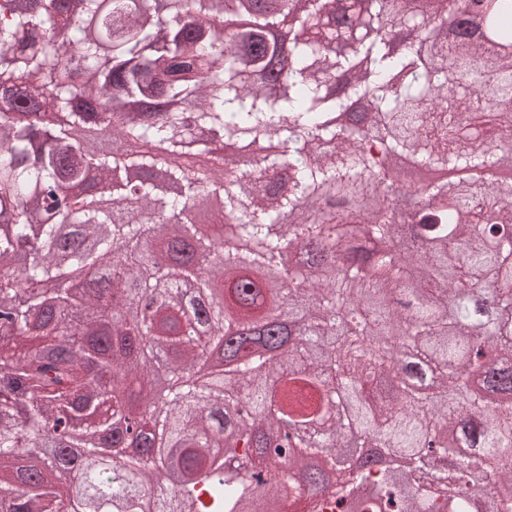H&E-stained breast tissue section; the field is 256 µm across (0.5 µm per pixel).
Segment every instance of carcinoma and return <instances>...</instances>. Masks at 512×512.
Instances as JSON below:
<instances>
[{
	"label": "carcinoma",
	"instance_id": "cac0c4a2",
	"mask_svg": "<svg viewBox=\"0 0 512 512\" xmlns=\"http://www.w3.org/2000/svg\"><path fill=\"white\" fill-rule=\"evenodd\" d=\"M0 0V510L101 512L102 449H135L110 512H266L262 492L306 512H512V185L469 179L411 194L418 221L364 180L385 158L459 170L512 160V0L493 36L434 41L419 0ZM64 24L80 80L60 86L37 45ZM405 28L400 50L388 31ZM349 42L336 57L319 39ZM282 88L261 83L283 57ZM147 108L127 118L116 102ZM95 119L130 150L28 156L26 130ZM285 137L291 171L269 148ZM250 157L240 166L213 144ZM112 204L75 189L114 174ZM223 200L241 256L180 219ZM334 253L344 275L326 264ZM158 298L107 352L79 333L65 269ZM103 288L81 299L96 318ZM363 314L353 325L341 312ZM224 339L222 372L199 375ZM147 404L135 435L121 422ZM67 424L59 452L40 445ZM460 451L453 480L430 468ZM308 460L301 479L278 467Z\"/></svg>",
	"mask_w": 512,
	"mask_h": 512
}]
</instances>
